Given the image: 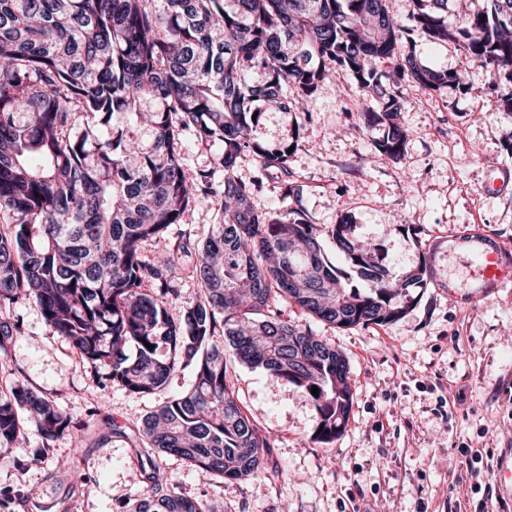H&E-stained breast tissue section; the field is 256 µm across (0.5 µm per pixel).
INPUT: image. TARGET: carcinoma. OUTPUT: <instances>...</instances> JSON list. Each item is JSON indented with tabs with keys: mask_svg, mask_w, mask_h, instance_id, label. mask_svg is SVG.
Returning a JSON list of instances; mask_svg holds the SVG:
<instances>
[{
	"mask_svg": "<svg viewBox=\"0 0 512 512\" xmlns=\"http://www.w3.org/2000/svg\"><path fill=\"white\" fill-rule=\"evenodd\" d=\"M410 2L401 20L387 0H0V374L10 376L0 386L1 464L23 470L38 458L14 448L32 438L49 448L88 427L13 367L18 303L129 393L154 394L192 369L189 387L143 420L150 472L144 499L125 512H220L168 487L167 456L215 480L266 473L270 439L238 403L227 349L242 366L317 387L315 440H336L354 401L348 360L272 305L339 329L388 325L428 287L429 265L395 278L349 216L311 223L304 185L288 178L302 126L274 144L254 127L344 74L361 93L356 128L377 132L375 150L401 161L400 83L468 90L466 69L436 70L410 48L417 36L512 81V0L466 10ZM377 61L393 79H381ZM188 134L221 145L195 182L178 175ZM243 155L287 175L286 212L256 209L236 174ZM208 194L221 222L145 258L143 244L186 223ZM327 242L348 268L328 258ZM193 254L198 297L179 306L180 259Z\"/></svg>",
	"mask_w": 512,
	"mask_h": 512,
	"instance_id": "1",
	"label": "carcinoma"
}]
</instances>
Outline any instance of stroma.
<instances>
[{
  "label": "stroma",
  "mask_w": 512,
  "mask_h": 512,
  "mask_svg": "<svg viewBox=\"0 0 512 512\" xmlns=\"http://www.w3.org/2000/svg\"><path fill=\"white\" fill-rule=\"evenodd\" d=\"M468 80L473 91L465 95L401 84V120L412 136L397 163L374 157L371 135L355 130L359 91L351 80L325 84L305 111L262 115L255 134L269 142L293 122L304 125L289 169L306 187L311 223L351 215L392 275L424 257L430 284L386 327L312 322L315 335L346 354L355 393L332 447L314 439L317 413L305 390L237 365L233 389L270 438L268 474L220 484L170 456L165 471L175 492L222 512H512V497L484 490L512 456V280L481 289L474 261L448 246L449 235L478 229L512 248V115L495 107L512 83L474 65ZM236 173L257 182V209L281 208L276 170L244 157ZM17 314L25 334L13 355L28 379L74 418L98 409L123 432L108 436L96 422L82 437L59 438L25 470L0 465V489H36L43 512H57L60 501L69 512L137 502L148 466L138 428L165 396L190 385V371L151 396L102 388L36 309L22 305Z\"/></svg>",
  "instance_id": "35a3bbf8"
}]
</instances>
